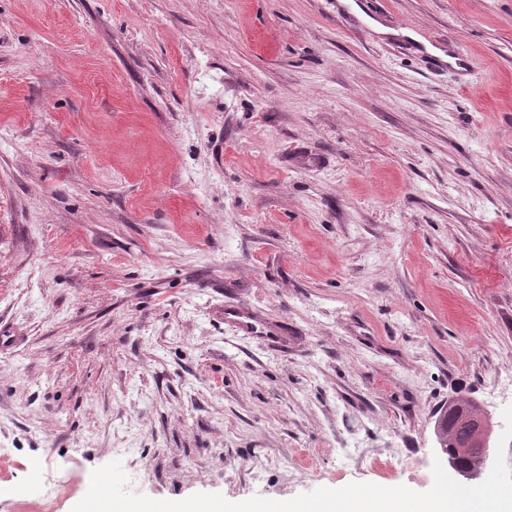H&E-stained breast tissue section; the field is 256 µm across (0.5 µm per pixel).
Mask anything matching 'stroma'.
Masks as SVG:
<instances>
[{"label":"stroma","instance_id":"stroma-1","mask_svg":"<svg viewBox=\"0 0 512 512\" xmlns=\"http://www.w3.org/2000/svg\"><path fill=\"white\" fill-rule=\"evenodd\" d=\"M1 330L0 512L427 491L512 405V0H0ZM224 320L235 325L237 331L243 335L266 340L271 343H278V332L270 327H263L257 323L251 315L235 307H225ZM265 335V336H261ZM477 412L480 410L472 400L458 398L439 411L435 422L436 436L440 434L446 441L445 452L464 468L478 466L487 451L477 443L463 447L470 440L471 419ZM45 489L42 499L35 503H23V509L32 512H51L53 500L69 492V486L55 481L51 475H48L45 481Z\"/></svg>","mask_w":512,"mask_h":512}]
</instances>
